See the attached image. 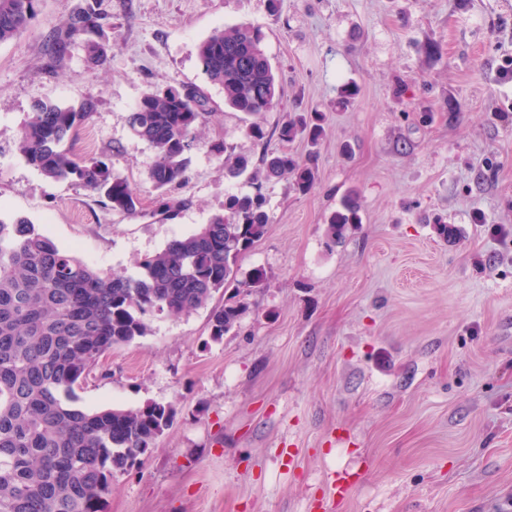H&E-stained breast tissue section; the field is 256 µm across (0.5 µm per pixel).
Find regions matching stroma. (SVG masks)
<instances>
[{
    "label": "stroma",
    "instance_id": "stroma-1",
    "mask_svg": "<svg viewBox=\"0 0 512 512\" xmlns=\"http://www.w3.org/2000/svg\"><path fill=\"white\" fill-rule=\"evenodd\" d=\"M77 2L40 0L30 28L0 45V214L96 268L135 274L222 212L225 194L251 192L214 144L255 165L280 145L250 137L205 78L197 45L213 29L263 31L285 90L267 130L325 117L313 189L263 186L270 222L240 265L265 282L239 327L215 342L209 308L150 317L148 335L77 388L86 408L177 411L101 512H317L343 468L362 476L330 512H512V0H104L107 66L77 43L47 74L44 37ZM178 85L201 89L211 116L166 213L128 118L148 90ZM91 90L99 106L64 146L107 154L139 193L137 216L46 180L13 145L35 101ZM352 190L361 222L327 245L325 220ZM438 219L460 238H438Z\"/></svg>",
    "mask_w": 512,
    "mask_h": 512
}]
</instances>
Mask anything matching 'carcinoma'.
Returning <instances> with one entry per match:
<instances>
[{
  "instance_id": "cac0c4a2",
  "label": "carcinoma",
  "mask_w": 512,
  "mask_h": 512,
  "mask_svg": "<svg viewBox=\"0 0 512 512\" xmlns=\"http://www.w3.org/2000/svg\"><path fill=\"white\" fill-rule=\"evenodd\" d=\"M38 2L0 0V44L28 28ZM107 19L103 0H81L46 36L51 65L79 40L90 63L104 66L112 53ZM263 40L257 27L214 29L197 47L202 71L223 91L226 107L250 118L251 137L283 144L300 138L314 147L324 131L317 112L265 129L263 116L277 108L283 89ZM96 107L92 93L76 105L36 102L15 134L16 149L46 179L73 182L134 217L139 198L106 156L78 158L61 148ZM209 115L208 99L191 86L151 90L129 115L133 134L154 149L149 179L168 212L178 205L172 193L189 183V152ZM214 153L229 176L248 174L254 192L228 195L224 213L142 258L134 276L89 266L24 217H0V512H99L113 478L172 426L170 404L75 406V388L114 347L147 335L149 317L190 313L222 289L230 296L210 313L211 338L220 341L239 326L244 297L265 281L263 270L239 267L269 224L263 184L285 179L290 189L307 193L316 180L315 152L304 160L282 147L265 153L258 168L224 143ZM360 222L352 193L327 219L328 242Z\"/></svg>"
}]
</instances>
